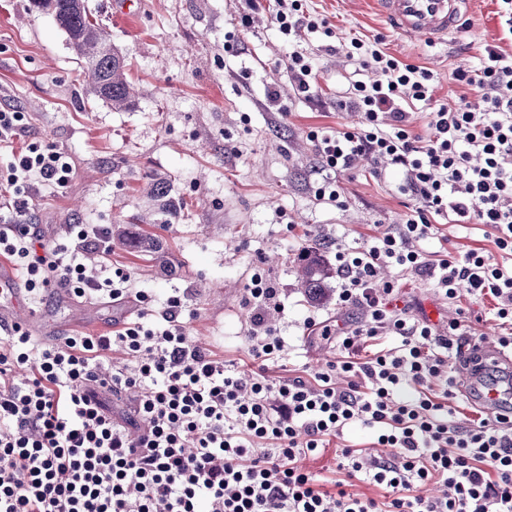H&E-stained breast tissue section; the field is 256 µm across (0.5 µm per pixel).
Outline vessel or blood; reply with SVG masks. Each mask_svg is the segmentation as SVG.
I'll use <instances>...</instances> for the list:
<instances>
[{
  "mask_svg": "<svg viewBox=\"0 0 512 512\" xmlns=\"http://www.w3.org/2000/svg\"><path fill=\"white\" fill-rule=\"evenodd\" d=\"M467 0H375L379 13L401 35L431 41L447 39L458 29ZM16 278L10 265L0 261V324H35L38 315L19 305ZM478 359L470 363L460 381V392L478 403L488 414L512 409V353L496 345L479 343Z\"/></svg>",
  "mask_w": 512,
  "mask_h": 512,
  "instance_id": "1",
  "label": "vessel or blood"
}]
</instances>
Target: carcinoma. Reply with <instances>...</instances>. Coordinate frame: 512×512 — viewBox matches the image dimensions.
Wrapping results in <instances>:
<instances>
[{"label":"carcinoma","mask_w":512,"mask_h":512,"mask_svg":"<svg viewBox=\"0 0 512 512\" xmlns=\"http://www.w3.org/2000/svg\"><path fill=\"white\" fill-rule=\"evenodd\" d=\"M33 7L50 14L66 34L74 53L81 60L89 92L115 110L133 105L135 90L127 80L124 56L112 45L106 28L93 22L85 0H32ZM146 195L154 202L153 218L149 221L136 216L133 224H170L183 210V202L170 195V184L163 178L146 176ZM127 244L140 252L156 254L163 250L158 236L146 232H131ZM333 278L330 265L311 247L299 264L298 282L304 295L313 302L326 298L329 280Z\"/></svg>","instance_id":"obj_1"}]
</instances>
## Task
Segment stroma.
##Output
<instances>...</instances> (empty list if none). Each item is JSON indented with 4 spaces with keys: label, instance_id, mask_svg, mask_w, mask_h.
Instances as JSON below:
<instances>
[{
    "label": "stroma",
    "instance_id": "1",
    "mask_svg": "<svg viewBox=\"0 0 512 512\" xmlns=\"http://www.w3.org/2000/svg\"><path fill=\"white\" fill-rule=\"evenodd\" d=\"M114 0H85L91 15L106 26L126 56L135 103L116 111L87 96L81 69L63 31L31 0H0V108L24 112L25 126L0 147V169L14 151L32 142H51L69 157L72 177L65 188L35 184L29 190L30 223L45 244H66L74 224H123L145 206L146 174L165 178L173 196L186 205L182 218L157 227L163 258L134 252L113 240L114 266L131 274L132 286L146 291L153 314H161L172 290L184 297V321L195 344L250 369L246 338L253 312L243 299L254 271L277 288L282 308L268 309L266 325L285 340L283 363L267 367L270 378L316 371L336 358L334 345L303 333L306 317L342 322L361 317L357 308L336 304L340 277L330 282L324 303H310L297 287L300 235L325 242L333 260L340 244H366L402 224L406 198L399 177L370 175L369 161L337 174L341 205L314 197L318 158L307 137L317 127L356 125L354 112L338 110L336 96L347 89L355 69L326 51L323 38L302 41L320 68L312 98L298 95L287 73L292 50L269 13L254 15L249 27L238 20L242 0H143L129 13L114 14ZM341 41L383 37L389 54L432 71L435 104L452 102L465 86L451 78L461 65L478 67L486 45L512 55V27L501 0H474L461 26L446 41L427 42L397 33L371 0H308ZM236 45L225 51L224 35ZM279 90L271 102L270 90ZM400 305L410 317L425 319L426 305L438 325L464 316L477 341H494L498 329L489 300L467 295L448 302L431 280H405ZM135 298L114 303L52 293L39 311L40 342L53 343L57 329L99 335L136 313ZM361 448L369 458L385 455L370 429L355 425L304 466L329 474L336 450Z\"/></svg>",
    "mask_w": 512,
    "mask_h": 512
}]
</instances>
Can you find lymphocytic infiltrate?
Segmentation results:
<instances>
[{"label": "lymphocytic infiltrate", "instance_id": "obj_1", "mask_svg": "<svg viewBox=\"0 0 512 512\" xmlns=\"http://www.w3.org/2000/svg\"><path fill=\"white\" fill-rule=\"evenodd\" d=\"M275 3L271 18L289 43L333 37L302 0ZM335 52L376 77L352 81L337 103L358 113L356 126L309 131L324 173L315 197L339 201L333 173L366 159L395 170L409 201L396 231L367 247L336 248L337 304L361 308L364 318L346 328L314 316L304 321L308 335L335 344L336 361L307 380L266 377L267 362L283 357L284 340L264 324L262 313L279 293L260 272L244 299L256 313L248 374L192 343L177 294L159 318L144 310L96 336L41 345L23 325L7 328L0 334V512H199L203 504L208 512H512V425H463L448 405L455 392L448 354L468 346L470 324L457 319L440 329L392 306L401 278L426 276L448 300L464 292L491 299L499 343L512 348V57L485 48L479 68L451 73L467 93L435 107L429 70L358 38ZM419 110L427 118L423 136L411 131ZM71 172L51 143L14 155L0 255L22 272L35 309L58 284L78 298L148 302L144 291L131 290L130 274L112 265L104 225H74L71 245L49 249L28 224L27 185L62 187ZM443 219L482 225L485 246L421 250ZM87 248L104 257L94 278L80 261ZM386 267L395 277H382ZM388 335L399 346L388 347ZM115 352L125 363L109 365ZM340 375L347 386H338ZM132 389L129 414L115 415L106 397L120 401ZM355 423L372 429L389 456L367 461L347 445L335 476L302 468L303 458ZM364 470L384 500L354 492ZM431 481L447 485L448 494L418 495Z\"/></svg>", "mask_w": 512, "mask_h": 512}]
</instances>
